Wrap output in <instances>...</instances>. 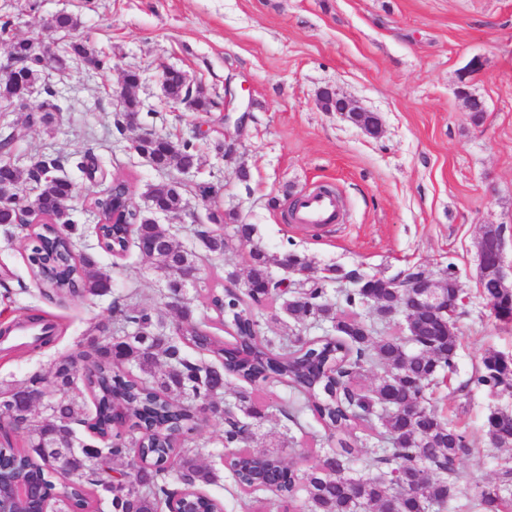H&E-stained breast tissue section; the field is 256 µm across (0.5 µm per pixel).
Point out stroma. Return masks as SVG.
Wrapping results in <instances>:
<instances>
[{
	"label": "stroma",
	"instance_id": "obj_1",
	"mask_svg": "<svg viewBox=\"0 0 512 512\" xmlns=\"http://www.w3.org/2000/svg\"><path fill=\"white\" fill-rule=\"evenodd\" d=\"M81 18L82 36L110 54L112 67L99 72L75 62L48 70L29 98L37 110L49 85L59 92L51 128L29 122L28 112H0V130L22 128L13 158L60 157L64 174L80 196L66 205L79 230L78 249L110 275L112 289L77 297L64 305L43 298L24 260L25 231H0V322L31 308L63 326L51 346L26 353V341L0 340V385L18 384L33 373L50 374L64 356L87 344L91 330L113 329L112 301L127 289L140 305L160 308L167 324L164 270L131 253L117 261L101 248L96 216L86 197L106 178L130 183L134 200L146 207V190L178 181L186 206L179 216H157L176 243L202 254L200 278L245 275L249 246L235 224L254 227L253 243L272 255L294 252L315 269L335 267L365 277L393 278L419 265L435 278L454 271L467 298L456 319L460 338L456 370L429 389L430 405L449 424L467 432L474 449L459 465L460 493L447 512H473L469 503L501 480L512 449L494 448L484 431L490 410L512 411V391L478 384L481 358L492 349L512 355V326L491 313L479 294L477 241L486 225L502 226L504 272L512 282V0H0V20H11L15 36L36 37L56 49L71 34L54 30L59 13ZM477 70H468L472 58ZM182 70L215 99L225 85L240 90L242 126L224 120L223 109L195 112L169 102L163 68ZM139 71L135 95L148 106L141 125L117 131L125 71ZM379 115L378 136L365 134L339 114L325 111L324 90ZM480 98L485 111L473 120L464 94ZM177 139L195 136L199 161L190 172L160 170L133 148L142 130ZM235 150L219 151L225 137ZM96 156L103 179L79 168L84 153ZM332 187L342 219L314 227L294 223L288 211L296 197ZM209 199H202V190ZM234 214L224 225L221 257L206 255L193 233L211 212ZM281 298L258 309L261 330L280 336L301 330L324 335L323 327L296 325ZM253 397L266 405L260 427L267 446L302 472L329 450L322 425L305 412L300 426L280 413L291 394L277 383H261Z\"/></svg>",
	"mask_w": 512,
	"mask_h": 512
}]
</instances>
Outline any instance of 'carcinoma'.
I'll return each instance as SVG.
<instances>
[{"instance_id": "cac0c4a2", "label": "carcinoma", "mask_w": 512, "mask_h": 512, "mask_svg": "<svg viewBox=\"0 0 512 512\" xmlns=\"http://www.w3.org/2000/svg\"><path fill=\"white\" fill-rule=\"evenodd\" d=\"M81 19L60 14L54 28L79 33ZM9 46L30 57L31 71L38 76L48 67L64 69L71 60L84 61L100 70L112 68V60L100 54L89 41L79 37L71 43L70 56L47 59L34 54L28 38L9 39ZM140 73L131 72L121 90L123 109L140 105L132 93ZM162 89L173 103L190 101L192 109L208 112L220 102L198 91L190 93L179 70L162 72ZM135 150L156 168L185 172L198 164L197 146L192 138L177 141L139 138ZM61 160L41 155L26 167L14 163L0 166V226L17 224L19 215H30L39 224H23L30 241L25 259L41 294L66 302L74 296H103L111 288L110 277L101 272L89 256L77 252V228L62 223L65 203L76 188L53 170ZM126 180L112 178L110 184L91 198L104 223L96 226L103 248L115 258L136 249L168 275L167 289L177 288V271L199 268L198 256L175 243L169 233L142 212L126 207ZM156 207L178 215L184 207L183 188L177 181L151 187L147 192ZM119 223H112V218ZM206 251L224 254V234L209 227L195 230ZM244 287L231 272L203 289L207 306L220 325L232 330L233 341L209 331V320H197L189 305L179 310L178 329L165 331L163 315L133 302V294L112 301V313L121 321L117 332L124 340L115 353L111 340L93 338L87 349L63 357L49 376L35 374L15 386L20 392L46 382L60 394L53 402L52 416L29 412L20 418L26 437L22 446L10 440L0 446V458L10 465L9 473L37 481L50 492L60 484L68 494L53 500L58 512H94L99 478L105 470L125 462L113 481L109 512H160L163 505L182 495L193 502L194 512H224L218 499L203 487L220 479L217 469L199 462L200 449L187 446L192 435L210 412L224 415V392L234 393L229 418L224 423L222 446L231 455L229 467L239 476L263 471L266 483L276 489L274 496L283 512H429L441 508L458 493V466L469 454L464 432L451 426L429 407L427 390L438 375L456 369L459 336L453 326L424 314L407 326L415 339H433L431 351L407 350V339L373 337V329L357 318L354 310L365 305L375 312L399 304L391 281L376 278L371 288H341L338 299L327 297L323 281L340 280L339 270H330L299 308L289 300L283 312L296 322H330L339 327L331 338H307L299 333L265 336L255 313L257 293L271 278V267L280 260L308 265L293 252L270 255L250 249ZM383 370L375 388L358 387L365 372ZM512 375V362L496 351L482 358L477 382L498 386ZM274 380L291 392L311 400L310 410L328 432L336 448L322 462L299 474L273 452L253 448L257 432L246 418L261 414L249 385ZM94 412L85 414L86 399ZM416 402L426 410L415 417L405 407ZM91 422L98 435V449L76 452L68 466L54 465L53 444L72 441L76 418ZM359 427L377 430L378 448L371 461L387 470L376 474L353 468L356 448L350 431ZM486 435L500 446L512 445V412H492L486 420ZM482 512H512V498L500 488L485 487L477 496Z\"/></svg>"}]
</instances>
